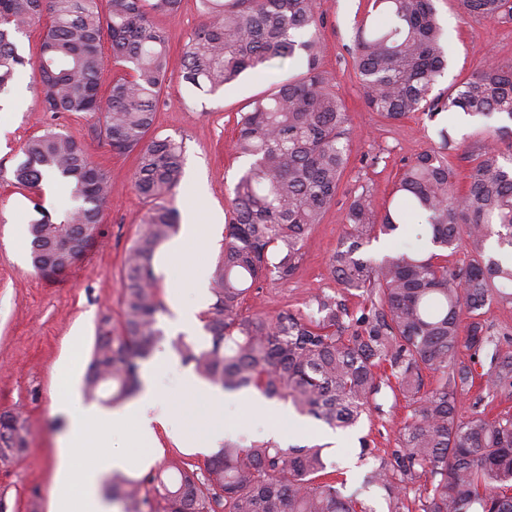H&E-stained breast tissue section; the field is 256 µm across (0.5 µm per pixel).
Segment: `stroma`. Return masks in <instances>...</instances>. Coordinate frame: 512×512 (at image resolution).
Wrapping results in <instances>:
<instances>
[{
  "label": "stroma",
  "instance_id": "stroma-1",
  "mask_svg": "<svg viewBox=\"0 0 512 512\" xmlns=\"http://www.w3.org/2000/svg\"><path fill=\"white\" fill-rule=\"evenodd\" d=\"M317 5L323 21L320 68L346 105L350 159L334 205L304 241L294 276L285 282H263L256 309L268 315L284 308L304 309L310 295L338 291L331 260L345 242L343 222L353 197L366 187L377 208L390 205L405 166L437 144L436 130L448 121L444 112L435 116L414 112L390 121L368 110L354 72L353 50L358 28L375 16L372 2L317 0ZM435 8L448 40V68L439 77L435 93L468 77L486 57L512 59L511 16L474 18L463 13L458 0H435ZM203 21L198 0H182L176 14L157 19L169 36L170 67L154 132L183 146L184 175L168 198L183 218L194 206L227 213L233 185L249 166L248 160L232 149L238 113L249 101L306 67L300 56L280 69L245 73L216 93L199 91L184 78L181 50ZM18 83V97L0 99V414L21 413L30 436L27 448L13 464L0 467V502L5 504V512H49V485L64 429L53 410L59 391L56 369L76 345L81 348L82 367H89L102 319L119 320L124 258L150 205L134 187V154L112 151L99 134L98 114L51 116L38 109L37 74L24 69ZM48 128L80 144L112 182L96 243L54 281L34 270L29 251L20 249L19 243L28 239L30 224L39 218L34 202H41L53 214L71 209L73 202L55 181H44L35 195L17 185L14 178L24 159L25 142ZM455 137L460 148L448 161L462 177L483 153L489 138L481 124L463 120L455 128ZM154 266L162 304L158 320L168 342L151 359L153 375L159 395L170 401L171 412L187 426L191 410H205L207 403L203 396L184 388L182 375L192 366L171 349L169 341L181 335L173 326L174 302L191 300L192 290L183 267L176 262L158 260ZM181 336L197 347L207 345L210 339L201 325ZM257 396L254 389L234 393L232 402L224 407L225 437L262 440L274 429L284 445H325L328 460L336 462L350 492L362 487L366 473L377 464L374 456L361 455L360 437H368L382 450L395 448L406 416L404 407L395 405L391 392L386 391L378 399L380 411L354 430L337 433L309 417L301 418L294 429L289 425L295 416L290 403L276 401L275 411L260 417L253 408Z\"/></svg>",
  "mask_w": 512,
  "mask_h": 512
}]
</instances>
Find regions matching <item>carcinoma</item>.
Listing matches in <instances>:
<instances>
[{"mask_svg":"<svg viewBox=\"0 0 512 512\" xmlns=\"http://www.w3.org/2000/svg\"><path fill=\"white\" fill-rule=\"evenodd\" d=\"M0 0V94L20 71L40 75V111L98 112L100 135L113 150L137 154L135 189L152 203L125 262L119 326L104 324L86 378V393L114 404L140 386L141 363L165 341L153 261L179 218L167 197L183 176L182 147L150 135L168 78V47L159 16L180 0ZM204 23L183 48L184 77L209 93L244 72L281 68L302 54L306 71L252 99L237 122L233 149L250 160L232 189L221 258L205 315L209 344L194 349L179 336L170 346L195 373L226 391L252 388L284 399L295 411L332 429H352L380 409L388 388L409 408L398 447L345 492L331 478L325 446H283L268 439L226 440L204 467L172 458L141 478L112 474L107 495L124 512H372L361 498L377 486L391 512H512V412L460 411L475 380L486 391L512 395V343L496 336L485 314L512 304V61L487 59L445 95L430 97L448 65V44L434 0H374L380 21L360 28L356 73L369 110L396 120L412 112L455 114L481 123L496 143L472 166L464 191L455 188L447 151L459 146L449 127L438 147L406 165L394 194L401 204L377 216L369 190L345 215L349 245L333 256L343 293L312 296L308 311L246 313L267 279L286 281L297 268L304 238L336 200L349 161L351 131L343 99L319 66L316 0H200ZM466 14L512 15V0H462ZM48 18L37 59L18 52L15 34ZM109 38L112 62L124 74L101 96ZM18 184L36 191L46 178L67 185L77 205L53 216L39 202L31 225V262L43 277L63 265L50 246L68 239L82 257L97 235L112 193L106 173L71 138L52 129L28 139ZM424 218L419 238L455 250L467 235L470 262L407 245L378 262L363 245L389 235L408 217ZM362 301L350 309L346 296ZM469 358H461L462 351ZM488 361L486 373L476 364ZM26 419L0 423V463L29 442Z\"/></svg>","mask_w":512,"mask_h":512,"instance_id":"cac0c4a2","label":"carcinoma"}]
</instances>
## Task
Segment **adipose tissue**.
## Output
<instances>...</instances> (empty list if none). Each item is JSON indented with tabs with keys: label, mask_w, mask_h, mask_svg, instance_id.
Wrapping results in <instances>:
<instances>
[{
	"label": "adipose tissue",
	"mask_w": 512,
	"mask_h": 512,
	"mask_svg": "<svg viewBox=\"0 0 512 512\" xmlns=\"http://www.w3.org/2000/svg\"><path fill=\"white\" fill-rule=\"evenodd\" d=\"M217 223L216 217L191 209L182 234L169 241L163 251L165 260L179 262L186 271L191 287H201L206 279L204 268L195 263L187 249L188 239L199 244H209V231ZM78 358L70 356L57 369L61 391L55 400L54 410L67 422V431L58 450L56 469L52 477L50 512H115L104 489L106 476L125 472L130 468L127 454L111 449L112 433L121 428H132L135 441L151 440L157 427L169 425L173 432H180V424L162 411V399L154 386H147L138 399L122 411L105 410L85 404L76 387ZM185 386L189 393L205 396L208 407L201 424L209 438H217L224 431V394L220 390L200 383L193 376L187 377ZM98 451L95 462H87L91 451Z\"/></svg>",
	"instance_id": "1"
}]
</instances>
